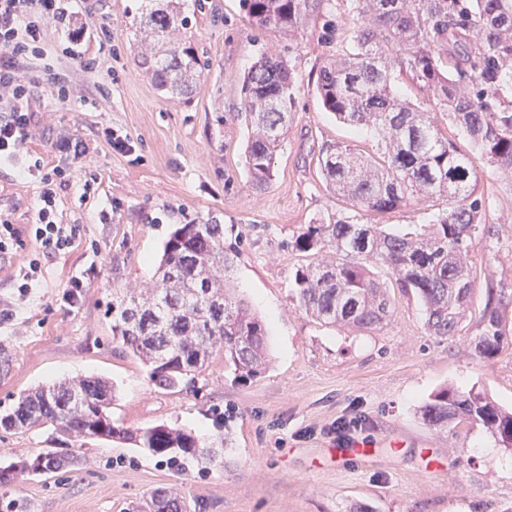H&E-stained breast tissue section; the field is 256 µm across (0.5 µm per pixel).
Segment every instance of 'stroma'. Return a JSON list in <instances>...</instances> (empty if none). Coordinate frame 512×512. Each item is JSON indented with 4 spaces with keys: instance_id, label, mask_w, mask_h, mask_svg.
Segmentation results:
<instances>
[{
    "instance_id": "1",
    "label": "stroma",
    "mask_w": 512,
    "mask_h": 512,
    "mask_svg": "<svg viewBox=\"0 0 512 512\" xmlns=\"http://www.w3.org/2000/svg\"><path fill=\"white\" fill-rule=\"evenodd\" d=\"M144 6L97 0L94 14L80 15L76 46L95 59L94 71L70 59L67 28L49 22L46 53L22 73L40 85L31 108L43 128L20 156L0 162V217L30 223L40 183L25 174V159L38 157L45 170L65 169L57 219L83 231L73 248L44 261L25 294L17 285L32 245L0 257V415L32 387L98 376L114 386L116 425L175 424L206 443L222 422L232 444L223 468L184 473L128 443L89 442L81 449L83 466L0 487V512H127L147 491L169 486L194 499L199 512H348L355 502L372 512H512V452L480 426L439 430L419 413L445 385L475 387L512 406V304L502 312L498 351L483 357L472 343L488 288L512 293V181L476 159L489 230L470 251L473 304L459 336H429L418 305L395 289L394 313L382 328L348 335L323 326L289 296L292 274L306 260L293 242L306 224L346 209L319 173L318 146L345 141L369 151L377 144L372 130L336 121L316 96L324 59L348 45L354 0H326L333 31L311 27L292 41L250 27L239 0H184L205 70L181 98L157 90L135 57ZM266 52L291 61L298 92L273 180L259 191L246 178L247 131L229 115L240 107L244 73ZM57 77L70 90L63 103L54 95ZM107 127L130 137L134 153L113 151L102 134ZM74 136L87 144L91 161L53 151L54 140ZM210 217L231 229L225 241L240 252L233 281L267 324L272 366L257 381L237 384L219 354L195 382L164 391L117 349L107 309L113 293L151 283L175 225ZM78 271L87 272L88 286L71 306L64 291ZM360 413L367 421L348 443L330 434L338 420ZM50 440L45 426L0 428V466L50 451ZM349 443L367 455L351 461Z\"/></svg>"
}]
</instances>
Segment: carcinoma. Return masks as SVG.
I'll return each mask as SVG.
<instances>
[{
	"mask_svg": "<svg viewBox=\"0 0 512 512\" xmlns=\"http://www.w3.org/2000/svg\"><path fill=\"white\" fill-rule=\"evenodd\" d=\"M136 23L139 65L165 94L184 97L203 77L191 46L179 0H146ZM325 0H239L243 18L259 30L290 38L304 33L322 15ZM359 22L350 51L328 57L319 70L317 96L340 122L372 128L377 151L323 142L317 151L321 176L346 200L357 218L333 214L306 226L294 246L334 257L315 258L293 273L292 298L300 312L327 327L347 332L374 329L389 316L388 286L373 268L385 267L391 286L420 302L428 333L458 335L471 305L474 272L469 252L486 227L469 153L439 128L445 114L486 162L512 178V0H354ZM412 74L431 93L435 112H425L393 88V71ZM290 62L262 54L241 85V111L229 113L247 129V175L256 189L267 187L296 104ZM418 202L438 207L429 224L411 232L363 222ZM238 250L224 246V225L215 219L179 224L165 243L146 288H128L112 300V340L148 369L150 382L174 390L203 373L213 355L240 382H252L270 368L265 321L231 288ZM480 313L474 338L480 355L500 348L501 308L512 298L493 287ZM112 384L76 377L41 385L18 397L0 418L8 430L47 425L63 445L93 440L131 443L170 464L187 462L202 470L224 467L218 448L231 434L218 428L213 444H201L190 430L168 424L120 427L108 412ZM421 418L443 429L455 420L478 425L512 449V410L487 393L441 388L420 407ZM43 471L72 469L80 457L42 453ZM29 458L0 468V486L37 474ZM132 512H189L183 492L150 491Z\"/></svg>",
	"mask_w": 512,
	"mask_h": 512,
	"instance_id": "1",
	"label": "carcinoma"
}]
</instances>
